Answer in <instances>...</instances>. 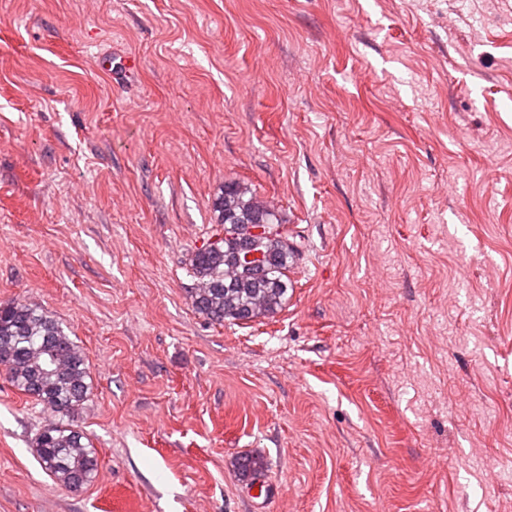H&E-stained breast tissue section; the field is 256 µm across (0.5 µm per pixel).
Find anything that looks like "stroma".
I'll return each mask as SVG.
<instances>
[{
  "label": "stroma",
  "mask_w": 512,
  "mask_h": 512,
  "mask_svg": "<svg viewBox=\"0 0 512 512\" xmlns=\"http://www.w3.org/2000/svg\"><path fill=\"white\" fill-rule=\"evenodd\" d=\"M229 179L304 252L221 326L187 255ZM17 297L86 355L99 472L0 378V512H512V0H0Z\"/></svg>",
  "instance_id": "stroma-1"
}]
</instances>
